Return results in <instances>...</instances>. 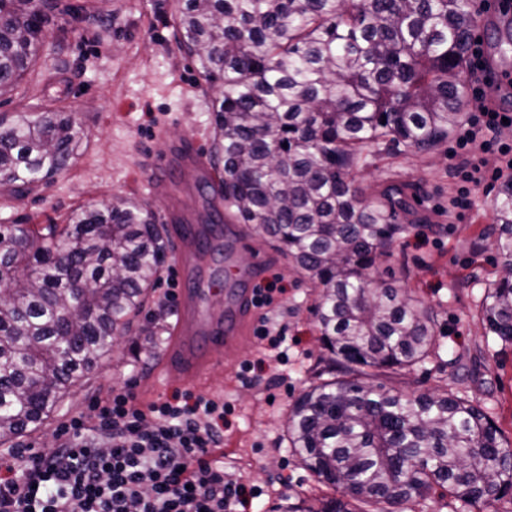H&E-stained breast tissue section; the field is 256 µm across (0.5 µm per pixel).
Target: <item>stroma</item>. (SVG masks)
I'll list each match as a JSON object with an SVG mask.
<instances>
[{
    "mask_svg": "<svg viewBox=\"0 0 512 512\" xmlns=\"http://www.w3.org/2000/svg\"><path fill=\"white\" fill-rule=\"evenodd\" d=\"M59 2L60 9L44 27L42 52L18 89L0 96V114L51 108L74 115L85 131V145L75 163L50 183L20 191L0 187V224H61L79 206L132 201L166 227L170 213L182 211L209 237L204 261L216 285L224 283L229 258L245 261L254 283L273 280L282 288L270 312L282 360L275 370L242 374L243 362L256 352L251 337L224 355L222 365L198 384L160 373L169 328L176 320V306L166 299L176 279L179 249L171 234L149 305L129 333L109 359L60 401L41 428L14 439L12 448H51L57 424L111 388H132L144 404L188 390L222 398L228 407L224 472L261 488L251 512H284L300 491L311 498L329 495L287 441L290 404L327 368L312 313V288L291 270L274 242L249 230L240 232L243 246L224 255L222 227L210 222L211 193L180 186L171 177L163 188L153 185L155 161L173 144L194 142L205 161L215 136L214 92L176 45L178 0ZM454 146L451 139L428 152L370 146L358 171L369 197L390 188L403 193L408 209L399 221L407 230L378 266L396 287L433 309L441 343L439 357L392 384L407 393L452 386L488 411L512 442V346L487 345L479 317L484 288L500 262L487 231L504 178L465 184L459 173L462 157ZM463 190L468 207L452 209L451 199Z\"/></svg>",
    "mask_w": 512,
    "mask_h": 512,
    "instance_id": "35a3bbf8",
    "label": "stroma"
}]
</instances>
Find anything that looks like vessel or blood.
<instances>
[{
    "mask_svg": "<svg viewBox=\"0 0 512 512\" xmlns=\"http://www.w3.org/2000/svg\"><path fill=\"white\" fill-rule=\"evenodd\" d=\"M160 165L174 171L179 181L187 186L202 172L199 153L189 142L173 145ZM178 231L181 246L175 270L181 287L176 295L177 318L165 366L194 382L203 379L211 367L219 363L223 352L243 341L255 304V291L249 286V275L227 267L226 278L236 286L234 299L227 303L222 318H209L205 303L214 288L205 281L196 262L198 255L205 251L206 242L197 225L191 222L180 224Z\"/></svg>",
    "mask_w": 512,
    "mask_h": 512,
    "instance_id": "vessel-or-blood-1",
    "label": "vessel or blood"
}]
</instances>
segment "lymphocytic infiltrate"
<instances>
[{
	"label": "lymphocytic infiltrate",
	"instance_id": "obj_1",
	"mask_svg": "<svg viewBox=\"0 0 512 512\" xmlns=\"http://www.w3.org/2000/svg\"><path fill=\"white\" fill-rule=\"evenodd\" d=\"M512 113L484 108L455 133L460 176L512 170ZM224 402L185 392L147 405L112 390L59 423L50 451L0 457V512H248L259 491L226 477Z\"/></svg>",
	"mask_w": 512,
	"mask_h": 512
}]
</instances>
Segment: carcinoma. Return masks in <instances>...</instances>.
<instances>
[{
	"label": "carcinoma",
	"instance_id": "obj_1",
	"mask_svg": "<svg viewBox=\"0 0 512 512\" xmlns=\"http://www.w3.org/2000/svg\"><path fill=\"white\" fill-rule=\"evenodd\" d=\"M179 46L215 91L211 163L224 211L282 245L319 289L313 312L343 377L292 404L288 442L339 496L288 512H416L434 497L467 512L512 496V444L489 413L442 388L374 379L439 352L431 309L385 280L377 258L406 203L366 196L353 170L373 143L427 152L463 120L468 0H180ZM52 0H0V94L43 48ZM85 133L52 109L0 118V176L52 179ZM287 147H282V144ZM489 235L502 257L482 303L486 340L512 345V179ZM0 444L42 426L145 309L165 243L135 202L77 209L68 224H0Z\"/></svg>",
	"mask_w": 512,
	"mask_h": 512
}]
</instances>
